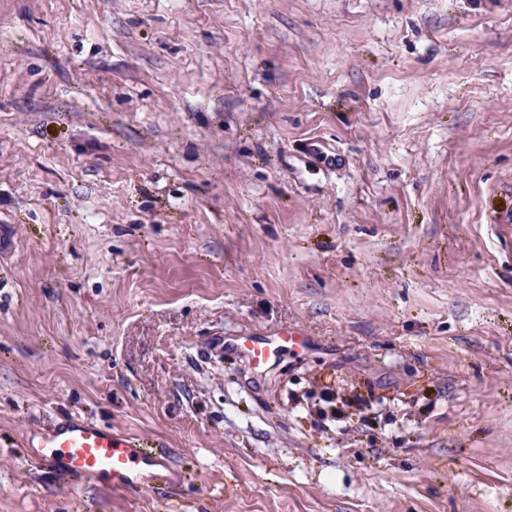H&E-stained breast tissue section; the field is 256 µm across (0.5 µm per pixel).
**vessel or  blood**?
<instances>
[{"label":"vessel or blood","instance_id":"1","mask_svg":"<svg viewBox=\"0 0 512 512\" xmlns=\"http://www.w3.org/2000/svg\"><path fill=\"white\" fill-rule=\"evenodd\" d=\"M308 346L306 333L285 326L268 335L240 337L236 343L259 374L266 372L283 351ZM27 446L40 466L60 477L103 478L115 492H144L158 485L177 488L185 479L165 454L79 415L51 421L28 438Z\"/></svg>","mask_w":512,"mask_h":512}]
</instances>
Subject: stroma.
I'll list each match as a JSON object with an SVG mask.
<instances>
[{"mask_svg": "<svg viewBox=\"0 0 512 512\" xmlns=\"http://www.w3.org/2000/svg\"><path fill=\"white\" fill-rule=\"evenodd\" d=\"M506 210L512 0H0V512H512ZM236 349L247 357L257 374L266 372L288 348L306 349L309 346L307 334L297 328L281 327L269 335L241 336ZM27 447L40 466L60 477L103 478L113 492H146L156 485L178 488L185 479L165 454L79 415L51 421L28 438Z\"/></svg>", "mask_w": 512, "mask_h": 512, "instance_id": "stroma-1", "label": "stroma"}]
</instances>
